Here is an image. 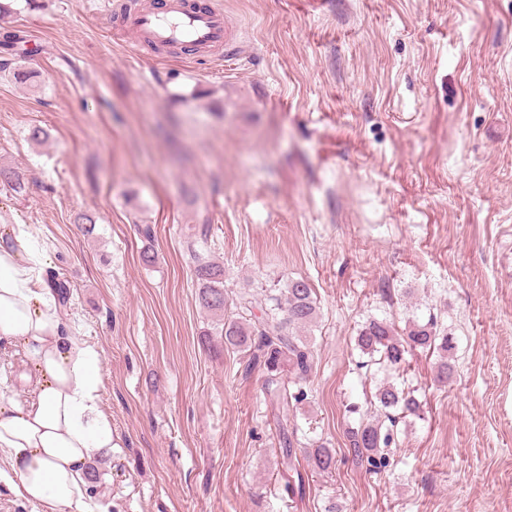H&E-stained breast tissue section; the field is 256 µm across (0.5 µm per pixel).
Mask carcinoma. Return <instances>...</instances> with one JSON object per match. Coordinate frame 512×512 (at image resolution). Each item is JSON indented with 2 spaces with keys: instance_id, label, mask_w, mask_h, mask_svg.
<instances>
[{
  "instance_id": "cac0c4a2",
  "label": "carcinoma",
  "mask_w": 512,
  "mask_h": 512,
  "mask_svg": "<svg viewBox=\"0 0 512 512\" xmlns=\"http://www.w3.org/2000/svg\"><path fill=\"white\" fill-rule=\"evenodd\" d=\"M195 278L198 304L212 317V328L205 331V336L220 337L225 347L246 354L250 362L261 367L265 373L264 393L283 412H288L290 404L304 400V386L315 355L297 330L317 317L310 284L303 279L288 281L281 290L283 299L277 298L268 306L263 294L243 293L229 299L224 289V266L209 259L197 260ZM355 345L368 358L367 364L390 372L404 368L415 351L432 350L440 357L437 380L446 383L451 377L448 352L453 348L452 341L432 315L424 324L412 323L402 334L390 320L372 318L359 329ZM350 411L360 415L358 426L350 431V452L354 459L379 473L394 465L399 419L421 417L422 404L415 389L386 379L376 386L368 408L354 405ZM305 454L318 473H328L336 466L332 449L322 443L306 449Z\"/></svg>"
}]
</instances>
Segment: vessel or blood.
Segmentation results:
<instances>
[{"label":"vessel or blood","mask_w":512,"mask_h":512,"mask_svg":"<svg viewBox=\"0 0 512 512\" xmlns=\"http://www.w3.org/2000/svg\"><path fill=\"white\" fill-rule=\"evenodd\" d=\"M112 11L146 40L159 45L191 44L202 52L220 51L231 39L223 9L214 5L200 9L195 0H167L158 10H142L127 0H114Z\"/></svg>","instance_id":"b4317fda"}]
</instances>
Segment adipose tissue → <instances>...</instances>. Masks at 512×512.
Segmentation results:
<instances>
[{"mask_svg": "<svg viewBox=\"0 0 512 512\" xmlns=\"http://www.w3.org/2000/svg\"><path fill=\"white\" fill-rule=\"evenodd\" d=\"M0 342L22 350L35 376L26 403L0 392L11 491L38 512H91L88 464L112 447V418L100 404L101 354L65 334L55 294L1 235Z\"/></svg>", "mask_w": 512, "mask_h": 512, "instance_id": "1", "label": "adipose tissue"}]
</instances>
